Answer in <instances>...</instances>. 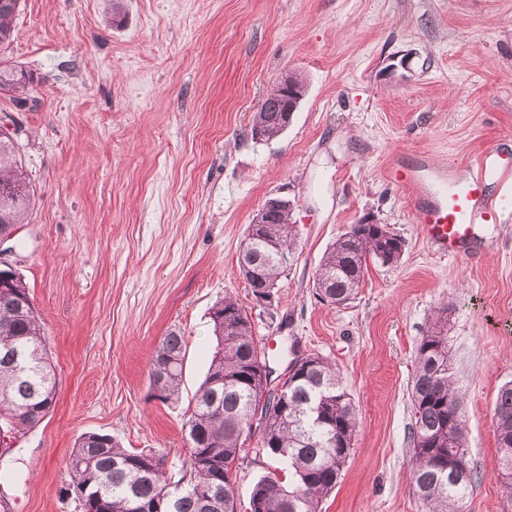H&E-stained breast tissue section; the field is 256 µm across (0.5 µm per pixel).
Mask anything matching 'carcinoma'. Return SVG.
Wrapping results in <instances>:
<instances>
[{"instance_id":"1","label":"carcinoma","mask_w":512,"mask_h":512,"mask_svg":"<svg viewBox=\"0 0 512 512\" xmlns=\"http://www.w3.org/2000/svg\"><path fill=\"white\" fill-rule=\"evenodd\" d=\"M19 0H0V95L27 105L30 76L9 58ZM279 89L254 113L253 138L268 141L286 127ZM34 189L22 172L17 143L0 133V235L23 223ZM293 205L284 201L259 225L240 270L251 288L272 291L288 271L280 254L296 255ZM406 241L388 224H352L326 249L313 277L318 298L343 306L354 298L369 264H398ZM441 308L416 347L411 384L414 495L426 512H461L470 494L464 397L455 385ZM216 346L207 375L184 423L187 454L167 466V455L129 450L97 432L77 438L69 455L72 485L85 489L82 512H139L138 504L165 500L164 512H238L232 482L235 462L248 458L245 444L260 431L255 455L279 462L289 481L266 475L254 483L249 512H319L347 463L358 433V413L336 364L318 353L295 357L285 391L269 388L272 368L255 334V315L227 295L212 311ZM187 340L169 332L155 347L149 386L158 400L179 396ZM56 381L46 332L22 276L0 272V444L36 428L55 405ZM501 470H512V382L494 405ZM453 449L460 468L443 469Z\"/></svg>"}]
</instances>
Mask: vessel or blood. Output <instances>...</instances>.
<instances>
[{
	"instance_id": "b4317fda",
	"label": "vessel or blood",
	"mask_w": 512,
	"mask_h": 512,
	"mask_svg": "<svg viewBox=\"0 0 512 512\" xmlns=\"http://www.w3.org/2000/svg\"><path fill=\"white\" fill-rule=\"evenodd\" d=\"M464 174L436 173L427 181L421 167L398 171L399 182L415 200L414 223L420 224L428 242L443 255L465 252L480 224H496L498 197L512 195V160L489 150L464 165Z\"/></svg>"
}]
</instances>
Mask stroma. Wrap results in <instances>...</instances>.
Wrapping results in <instances>:
<instances>
[{"instance_id": "stroma-1", "label": "stroma", "mask_w": 512, "mask_h": 512, "mask_svg": "<svg viewBox=\"0 0 512 512\" xmlns=\"http://www.w3.org/2000/svg\"><path fill=\"white\" fill-rule=\"evenodd\" d=\"M11 57L31 106L0 96L35 204L5 243L44 323L56 403L0 455L9 512H81L67 495L76 439L186 454L185 412L215 347L224 295L251 306L238 251L273 195L299 247L258 334L286 378L294 353L335 362L359 432L321 512H424L410 486V380L439 308L465 397L472 490L505 512L494 428L512 381V208L456 258L436 253L395 169L434 173L512 154V0H20ZM285 73L306 92L287 130L251 135ZM388 224L399 264L356 298L318 301L313 275L350 225ZM187 340L179 401L150 396L148 355Z\"/></svg>"}]
</instances>
